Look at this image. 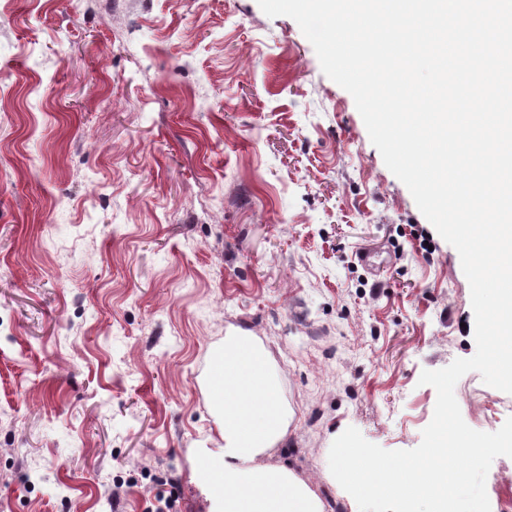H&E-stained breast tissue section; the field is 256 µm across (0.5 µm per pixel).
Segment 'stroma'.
I'll return each instance as SVG.
<instances>
[{
  "instance_id": "35a3bbf8",
  "label": "stroma",
  "mask_w": 512,
  "mask_h": 512,
  "mask_svg": "<svg viewBox=\"0 0 512 512\" xmlns=\"http://www.w3.org/2000/svg\"><path fill=\"white\" fill-rule=\"evenodd\" d=\"M241 330L290 414L267 462L342 512L333 441L417 447L422 371L476 351L457 250L295 20L0 0V512H208L204 380ZM455 397L482 432L512 405L476 372Z\"/></svg>"
}]
</instances>
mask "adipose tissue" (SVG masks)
<instances>
[{
    "mask_svg": "<svg viewBox=\"0 0 512 512\" xmlns=\"http://www.w3.org/2000/svg\"><path fill=\"white\" fill-rule=\"evenodd\" d=\"M209 384L223 452H199L193 468L209 512H324L302 478L261 461L286 428L264 347L245 333L229 337L213 354Z\"/></svg>",
    "mask_w": 512,
    "mask_h": 512,
    "instance_id": "adipose-tissue-1",
    "label": "adipose tissue"
}]
</instances>
